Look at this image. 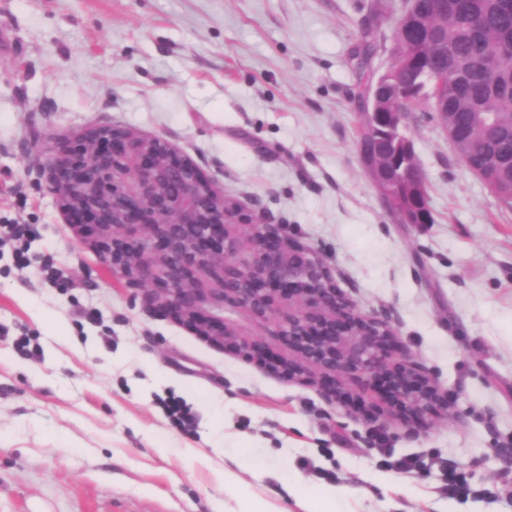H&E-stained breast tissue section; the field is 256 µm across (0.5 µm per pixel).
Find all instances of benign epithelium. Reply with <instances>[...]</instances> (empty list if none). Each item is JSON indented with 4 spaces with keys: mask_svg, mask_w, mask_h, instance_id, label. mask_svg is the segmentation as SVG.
<instances>
[{
    "mask_svg": "<svg viewBox=\"0 0 512 512\" xmlns=\"http://www.w3.org/2000/svg\"><path fill=\"white\" fill-rule=\"evenodd\" d=\"M401 104L365 113L370 139L362 161L383 203L403 224H428L423 173L405 135ZM48 189L78 239L112 272L152 284L145 305L198 336L292 381L314 378L329 400L413 431L448 414L453 402L428 371L408 359L390 324L359 312L332 269L289 233L224 196L214 179L169 141L117 126H94L39 150ZM252 226L251 259L237 260L235 229ZM213 297L253 316L276 318L284 355L242 334L207 308ZM348 380L363 382L354 392Z\"/></svg>",
    "mask_w": 512,
    "mask_h": 512,
    "instance_id": "obj_1",
    "label": "benign epithelium"
}]
</instances>
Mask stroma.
<instances>
[{
  "label": "stroma",
  "instance_id": "35a3bbf8",
  "mask_svg": "<svg viewBox=\"0 0 512 512\" xmlns=\"http://www.w3.org/2000/svg\"><path fill=\"white\" fill-rule=\"evenodd\" d=\"M406 0H0V512H237L224 469L277 512L284 473L347 512H512V207L424 104L406 134L431 224L400 223L357 148L372 61ZM119 124L162 137L225 195L287 225L361 312L387 320L455 406L414 432L155 316L66 224L34 139ZM278 347L276 320L209 301ZM179 403L185 422L170 416ZM466 475L468 492L448 488ZM377 25L374 22L362 26L361 40L357 45L355 56L359 59V64L363 70V82L358 92V101L363 104H369L373 92V87L377 79H371L373 73L369 69L370 60L376 51Z\"/></svg>",
  "mask_w": 512,
  "mask_h": 512
}]
</instances>
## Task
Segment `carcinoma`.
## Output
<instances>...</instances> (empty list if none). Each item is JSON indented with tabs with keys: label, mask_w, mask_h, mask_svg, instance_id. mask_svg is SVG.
Returning a JSON list of instances; mask_svg holds the SVG:
<instances>
[{
	"label": "carcinoma",
	"mask_w": 512,
	"mask_h": 512,
	"mask_svg": "<svg viewBox=\"0 0 512 512\" xmlns=\"http://www.w3.org/2000/svg\"><path fill=\"white\" fill-rule=\"evenodd\" d=\"M430 34L413 39L409 46L412 63L399 70L396 80L412 85L420 83L419 99L430 101L435 111L448 113V122L464 112L497 116V136L512 137V58L497 70L485 72L488 55L512 42V10L504 0H441L438 10L428 16ZM377 25L362 26L355 56L363 70L358 101H371L375 80L369 69L376 51ZM438 57L437 72L428 74L421 62ZM469 145L465 167L477 174L485 168L495 171L497 180L512 185V142L497 146L490 143L479 124L462 132Z\"/></svg>",
	"instance_id": "cac0c4a2"
}]
</instances>
